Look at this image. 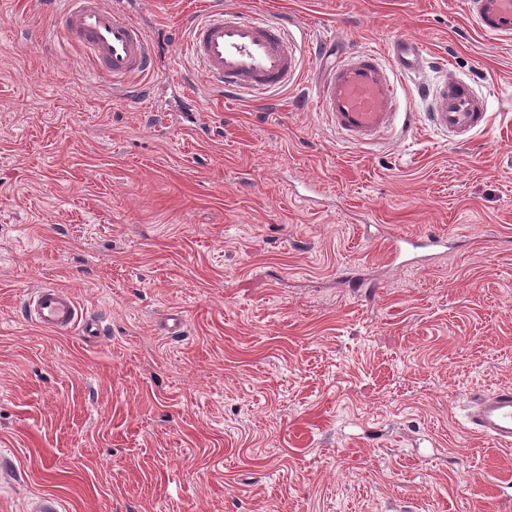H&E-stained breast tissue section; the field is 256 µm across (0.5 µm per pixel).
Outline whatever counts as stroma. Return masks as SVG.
Masks as SVG:
<instances>
[{
	"instance_id": "stroma-1",
	"label": "stroma",
	"mask_w": 512,
	"mask_h": 512,
	"mask_svg": "<svg viewBox=\"0 0 512 512\" xmlns=\"http://www.w3.org/2000/svg\"><path fill=\"white\" fill-rule=\"evenodd\" d=\"M206 2L131 4L166 44L140 96L47 0H0V512H512V449L463 426L512 384V42L464 0H222L339 52L416 41L492 114L357 149L315 110L327 57L263 101L205 87L182 22ZM391 232L451 248L399 268ZM46 284L99 336L27 322Z\"/></svg>"
}]
</instances>
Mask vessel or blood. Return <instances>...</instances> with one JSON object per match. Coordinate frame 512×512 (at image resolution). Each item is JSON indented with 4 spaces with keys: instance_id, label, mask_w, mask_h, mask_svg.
I'll list each match as a JSON object with an SVG mask.
<instances>
[{
    "instance_id": "b4317fda",
    "label": "vessel or blood",
    "mask_w": 512,
    "mask_h": 512,
    "mask_svg": "<svg viewBox=\"0 0 512 512\" xmlns=\"http://www.w3.org/2000/svg\"><path fill=\"white\" fill-rule=\"evenodd\" d=\"M466 10L480 32L500 41L512 38V0H466ZM290 18L270 19L255 12L225 9L210 0L186 22V51L197 63L210 88L230 95L277 91L301 76ZM61 34L80 48L93 73L107 77L114 88L126 89L130 79L152 76L161 47L111 0H68ZM424 58L417 42L395 40L385 51L353 49L336 57L320 75L316 105L328 125L355 147H370L408 136L417 115L400 109L398 87L408 73L419 70ZM430 108L428 124L460 139L485 131L490 113L464 81L448 78L436 89L419 88ZM386 246L392 263H421L446 253L448 239L441 234L411 237L389 234ZM27 318L59 334L79 331L97 336V320L82 315L66 289L45 285L24 300ZM468 430L504 447L512 446V385L500 386L466 404Z\"/></svg>"
}]
</instances>
